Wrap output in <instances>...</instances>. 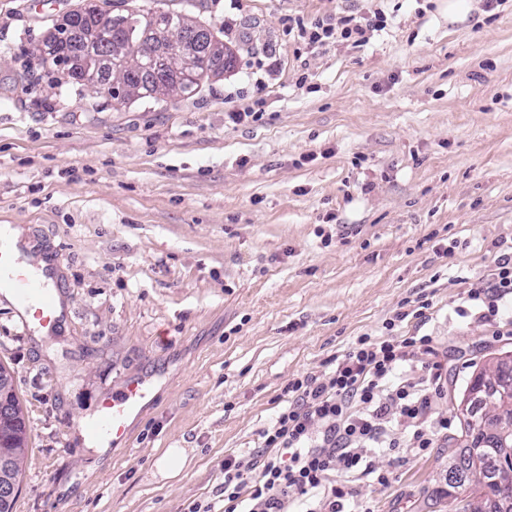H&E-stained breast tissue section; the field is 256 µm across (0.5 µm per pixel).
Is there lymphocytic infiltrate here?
Here are the masks:
<instances>
[{
    "label": "lymphocytic infiltrate",
    "mask_w": 512,
    "mask_h": 512,
    "mask_svg": "<svg viewBox=\"0 0 512 512\" xmlns=\"http://www.w3.org/2000/svg\"><path fill=\"white\" fill-rule=\"evenodd\" d=\"M297 32L311 44L334 37L361 43L363 25L346 19L342 28L315 20L297 23ZM512 296V257L498 260L484 285L470 289L468 299L496 315L499 302ZM431 336L359 337L338 357L324 380L303 376L289 381L287 405L275 425L263 433V461L244 457L224 460V512H285L290 494L304 496L305 512H340L347 487L331 485L336 474L374 476L369 458L379 448L394 447L392 427L411 435V446L426 450L435 444L444 420H433L432 378L419 375L393 383L398 363L434 354Z\"/></svg>",
    "instance_id": "obj_1"
}]
</instances>
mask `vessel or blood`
<instances>
[{
  "mask_svg": "<svg viewBox=\"0 0 512 512\" xmlns=\"http://www.w3.org/2000/svg\"><path fill=\"white\" fill-rule=\"evenodd\" d=\"M17 247L0 239V280H7L11 304L23 325H36L45 330L56 326L59 316L56 297L46 283L36 278ZM155 398V387L146 379L128 380L119 392L104 400L95 418L85 421L80 430L88 443L105 446L118 444L128 437L130 422L139 416Z\"/></svg>",
  "mask_w": 512,
  "mask_h": 512,
  "instance_id": "1",
  "label": "vessel or blood"
}]
</instances>
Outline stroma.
<instances>
[{"instance_id":"obj_1","label":"stroma","mask_w":512,"mask_h":512,"mask_svg":"<svg viewBox=\"0 0 512 512\" xmlns=\"http://www.w3.org/2000/svg\"><path fill=\"white\" fill-rule=\"evenodd\" d=\"M84 0H0V225L54 257L61 315L0 303L29 451L13 512H224V460L263 452L288 382L326 378L357 337H433L448 430L373 454L346 512H461L448 466L472 372L512 350L460 314L512 248V0L448 21V0H128L211 27L234 69L191 94L115 103L34 54ZM384 26L310 46L297 19ZM258 121L232 123V112ZM427 296L424 318L398 320ZM155 399L125 442L77 427L131 378ZM190 462L156 473L163 449Z\"/></svg>"}]
</instances>
